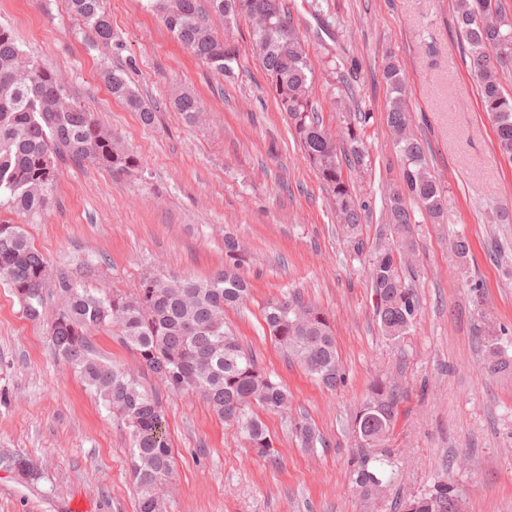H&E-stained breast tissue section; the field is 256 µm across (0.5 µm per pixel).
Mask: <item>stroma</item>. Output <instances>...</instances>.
I'll return each mask as SVG.
<instances>
[{"label": "stroma", "mask_w": 512, "mask_h": 512, "mask_svg": "<svg viewBox=\"0 0 512 512\" xmlns=\"http://www.w3.org/2000/svg\"><path fill=\"white\" fill-rule=\"evenodd\" d=\"M306 39L313 98L323 124L341 136L345 113L371 114L363 130L369 160L344 176L369 210L357 237L333 204L278 111L252 52L251 25L211 15L238 60L214 73L181 46L145 0H104L111 47L74 17L66 0H0V24L24 53L58 72L81 105L140 159L128 173L65 166L48 205L22 217L52 268L87 288L130 294L143 276L208 278L224 265V235L250 251L246 306L225 321L258 365L291 397L322 442L300 447L285 418L261 412L278 452L257 456L197 394L160 390L173 448L167 512H360L350 490L355 448L350 416L375 378L405 393L391 445L396 488L414 496L445 482L460 512H512V376L485 377L480 320L505 328L512 356V162L496 146L454 25L455 0H285ZM395 56L409 85L413 129L448 196L449 221L414 226L412 285L421 301L414 331L395 347L372 313L368 263L386 230L383 201L399 183L400 161L386 124L390 91L382 77ZM118 70L157 109L154 125L112 98L104 73ZM188 91L206 105L188 125L170 105ZM471 242L456 267V234ZM288 292L326 310L347 381L327 390L268 335L265 303ZM0 454L32 460L38 482L0 468V512H71L74 496L91 512H137L129 470V430L86 390L55 353L46 325L29 320L0 284Z\"/></svg>", "instance_id": "stroma-1"}]
</instances>
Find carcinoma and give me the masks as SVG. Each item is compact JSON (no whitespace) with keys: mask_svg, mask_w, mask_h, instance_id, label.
Instances as JSON below:
<instances>
[{"mask_svg":"<svg viewBox=\"0 0 512 512\" xmlns=\"http://www.w3.org/2000/svg\"><path fill=\"white\" fill-rule=\"evenodd\" d=\"M69 10L89 27L98 41L112 43V22L103 0H67ZM211 9L229 21L252 22V45L263 66L275 103L288 130L332 198L336 219L351 236L366 222V205L354 196L343 166L363 168L368 152L362 129L369 113L358 109L345 120L342 144L327 132L311 99L312 68L305 39L296 29L284 0H209ZM177 40L194 57L218 74H230L238 50L211 31L198 0H147ZM456 25L467 65L476 77L482 112L495 128L500 154L512 161V96L501 88L500 75L512 71V14L502 0H457ZM383 79L390 89L386 123L395 136L401 162L400 184L385 197L388 224L396 236L380 246L370 262L373 314L382 334L399 344L410 335L420 313V301L406 282L416 223L407 200H415L433 224L448 223V197L426 162V147L411 132L407 87L400 65L385 61ZM108 92L146 126L155 123L154 107L121 72L106 75ZM189 124L206 111L187 93L172 101ZM86 163L112 172H129L139 159L94 113L71 96L50 68L28 58L13 31L0 25V207L16 214L45 208L61 175L60 164ZM453 253L465 269L470 241L456 237ZM250 255L238 240L224 236V268L206 279L192 276L144 277L136 292L107 287L82 288L64 273L51 274L44 256L31 244L22 226L0 222V283L11 288L26 317L48 329L55 352L69 365L102 406L127 425L130 473L138 497V512H161L171 479L172 448L157 392L143 385L150 374L168 391L202 395L215 413L240 430L256 455L274 458L278 451L253 407L285 411L288 390L261 369L226 328L224 312L251 295L245 276ZM53 282L58 306L45 307L46 284ZM263 317L269 335L325 387L345 383L336 337L327 311L286 292L268 301ZM118 330L120 342L138 359L133 372L100 358L91 336L98 330ZM487 373L512 374V359L497 340L488 337ZM400 389L377 378L351 418L357 448L350 462L349 482L366 509L387 497L396 475L395 449L390 438L399 416ZM291 431L304 448L321 442L305 418L291 421ZM27 482L39 474L19 458L0 459ZM399 512L410 504L416 512H458L455 489L439 482L408 500H395Z\"/></svg>","mask_w":512,"mask_h":512,"instance_id":"cac0c4a2","label":"carcinoma"}]
</instances>
